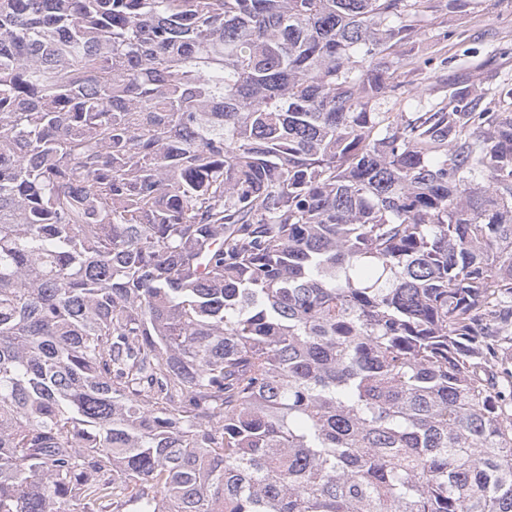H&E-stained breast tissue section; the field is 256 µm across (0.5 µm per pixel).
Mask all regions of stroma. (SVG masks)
I'll return each mask as SVG.
<instances>
[{
	"mask_svg": "<svg viewBox=\"0 0 512 512\" xmlns=\"http://www.w3.org/2000/svg\"><path fill=\"white\" fill-rule=\"evenodd\" d=\"M419 40L430 45V64L405 69L400 81L441 102L452 83H480L494 91L512 79V0H467L462 12L435 13L422 23Z\"/></svg>",
	"mask_w": 512,
	"mask_h": 512,
	"instance_id": "35a3bbf8",
	"label": "stroma"
}]
</instances>
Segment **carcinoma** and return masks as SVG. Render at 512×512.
Masks as SVG:
<instances>
[{
	"mask_svg": "<svg viewBox=\"0 0 512 512\" xmlns=\"http://www.w3.org/2000/svg\"><path fill=\"white\" fill-rule=\"evenodd\" d=\"M443 0H0V512H512V110L375 112Z\"/></svg>",
	"mask_w": 512,
	"mask_h": 512,
	"instance_id": "cac0c4a2",
	"label": "carcinoma"
}]
</instances>
